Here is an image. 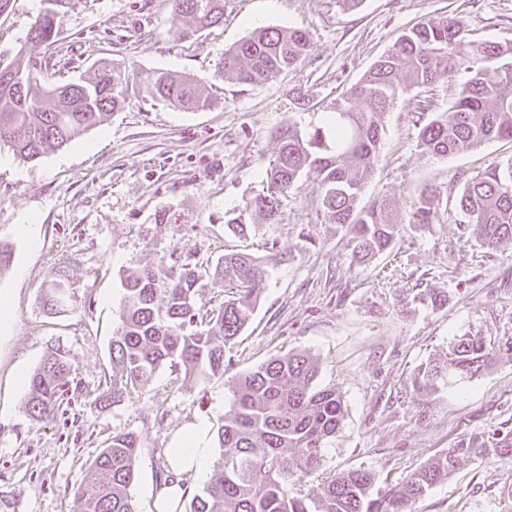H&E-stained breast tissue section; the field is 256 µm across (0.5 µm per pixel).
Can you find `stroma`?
I'll return each instance as SVG.
<instances>
[{"label":"stroma","instance_id":"1","mask_svg":"<svg viewBox=\"0 0 512 512\" xmlns=\"http://www.w3.org/2000/svg\"><path fill=\"white\" fill-rule=\"evenodd\" d=\"M43 7H0V66L27 45ZM444 17L463 19L472 37L512 42V0H362L350 10L339 0H225L223 25L187 38L167 0H71L55 43L36 49L52 63L48 82L89 75L107 57L128 72L129 91L121 110L37 160L0 145V243L13 253L0 294L15 321L0 338V491L15 493V512H80L72 485L112 434L128 431L141 439L130 494L138 512H154L173 436L198 415L220 424L241 374L295 352L317 358L319 386L336 389L346 409L319 477L370 469L384 493L460 440L490 445L512 434V360L429 392L409 383L462 337L512 338V241L484 246L456 203L464 178L512 155V142L429 157L417 146L414 107L396 100L360 202L386 200L405 222L414 191L433 184L439 218L406 226L366 265L351 264L348 229L326 223L312 173L283 200L278 223L245 238L224 226L225 212L265 185L282 125L317 124L405 28ZM258 27L304 30L313 50L260 84L224 77L225 49ZM159 69L200 80L212 106L192 112L152 99L141 84ZM27 222L36 240L18 234ZM232 251L275 264L225 375L201 381L165 367L121 402L100 403L124 274L173 257L211 266ZM59 269L73 286L51 314L43 292ZM58 348L70 355V384L54 418L37 420L12 374L32 373ZM511 488L512 458L471 457L414 512H512Z\"/></svg>","mask_w":512,"mask_h":512}]
</instances>
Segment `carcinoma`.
Segmentation results:
<instances>
[{
    "mask_svg": "<svg viewBox=\"0 0 512 512\" xmlns=\"http://www.w3.org/2000/svg\"><path fill=\"white\" fill-rule=\"evenodd\" d=\"M45 8L29 33L34 46L52 44L56 21L70 0H44ZM172 9L198 29L224 20V0H167ZM313 49L308 33L292 28H259L224 51L220 70L243 84H257L296 66ZM0 78V143L23 159L35 160L61 148L99 125L126 101L129 76L114 62L95 64L88 78L62 84L43 79L42 63L25 47L5 66ZM457 86L445 112L419 125L417 147L431 157L472 151L489 141H512V45L472 40L463 21L427 20L405 29L391 49L360 80L346 89L316 125L290 123L277 132L278 151L266 172V186L239 208L225 213L224 224L245 234L253 219L278 223L281 198L310 171L320 176L322 208L329 224L349 229L352 261L365 264L389 250L404 225L386 202H358L374 172L384 118L395 101L412 89ZM148 95L187 110L210 105L200 81L154 71L143 81ZM436 187L421 189L411 202L408 223L432 224L437 218ZM459 207L473 233L487 246L512 240V156L494 162L464 180ZM261 258L226 253L211 267L189 261L174 263L161 276L154 269L125 275L120 326L112 337V378L102 401L118 403L148 384L168 366L202 380L222 376L231 366V343L248 325L266 288ZM224 280L231 296L201 318L197 292L203 275ZM68 286L55 271L47 281L45 306L58 310ZM512 352V339L497 345L468 336L442 362L413 373L418 391L439 383L470 379ZM318 360L307 352L278 356L240 376L230 408L217 429L222 448L203 490L175 512H413V504L448 478L462 457L494 453L512 457V438L492 448L472 439L430 459L396 484L388 496L373 494L375 473L355 469L328 476L317 491L306 492L307 479L321 468L323 448L342 427L345 410L339 393L318 385ZM71 363L56 349L29 379L26 403L37 420L54 417L69 385ZM139 439L117 432L73 485L81 512H137L129 488L135 477Z\"/></svg>",
    "mask_w": 512,
    "mask_h": 512,
    "instance_id": "1",
    "label": "carcinoma"
}]
</instances>
